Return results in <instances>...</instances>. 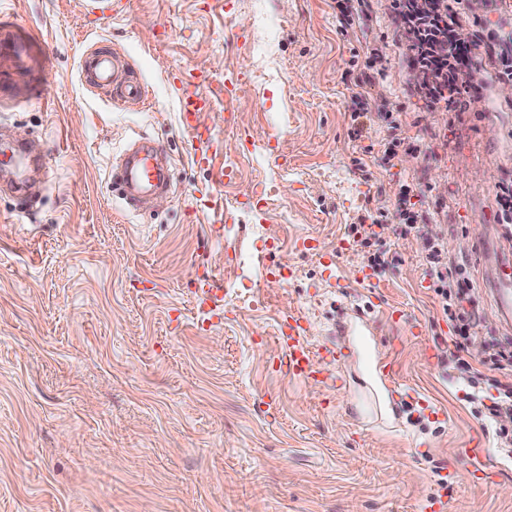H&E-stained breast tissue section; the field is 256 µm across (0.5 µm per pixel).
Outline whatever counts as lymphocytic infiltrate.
<instances>
[{
  "label": "lymphocytic infiltrate",
  "mask_w": 512,
  "mask_h": 512,
  "mask_svg": "<svg viewBox=\"0 0 512 512\" xmlns=\"http://www.w3.org/2000/svg\"><path fill=\"white\" fill-rule=\"evenodd\" d=\"M404 39L408 66L414 82L410 96L429 110L455 112L463 109L470 86L458 81L466 68L479 76L512 81V32L496 34L490 15L497 0H460L463 11L453 10L450 0H388ZM397 213L404 233L426 236L429 253L426 273L443 313L453 322L460 339L471 342L470 317L463 307L464 292L456 287L453 267L430 235L427 224L410 206L408 194H401Z\"/></svg>",
  "instance_id": "f902f5d3"
}]
</instances>
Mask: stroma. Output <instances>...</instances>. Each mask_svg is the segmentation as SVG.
Listing matches in <instances>:
<instances>
[{"mask_svg": "<svg viewBox=\"0 0 512 512\" xmlns=\"http://www.w3.org/2000/svg\"><path fill=\"white\" fill-rule=\"evenodd\" d=\"M374 8L346 37L336 0H112L106 22L83 0H0V512H512V459L472 400L512 384L482 346L512 341L485 290L501 274L512 89L473 88L459 119L420 108L388 0ZM373 37L387 63L369 98L423 144L392 167L386 128L351 135V50ZM92 48L141 99L82 81ZM187 91L210 105L200 163ZM141 140L170 182L135 208L112 171ZM404 185L473 283L474 342L456 343L423 239L399 232ZM380 208L370 248L355 246L352 224ZM206 270L219 321L195 302ZM291 312L335 354L307 380L277 341ZM371 355L393 368L398 411ZM496 212L499 224H504L505 236L511 238L512 223V181H504L496 186L495 192Z\"/></svg>", "mask_w": 512, "mask_h": 512, "instance_id": "obj_1", "label": "stroma"}]
</instances>
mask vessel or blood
Segmentation results:
<instances>
[{
    "label": "vessel or blood",
    "mask_w": 512,
    "mask_h": 512,
    "mask_svg": "<svg viewBox=\"0 0 512 512\" xmlns=\"http://www.w3.org/2000/svg\"><path fill=\"white\" fill-rule=\"evenodd\" d=\"M81 73L88 84L102 86L117 82L119 64L116 58L104 49H96L84 56ZM182 122L189 128H196L200 112L206 111L209 101L199 94H188L181 98ZM161 152L153 146H140L131 150L117 169V183L124 199L143 202L151 192L166 185L167 175L160 161ZM504 273L491 284L490 290L497 309L504 322L512 323V258L503 260ZM197 304L213 317H220L221 307L216 302V288L212 276H205L197 291ZM284 332L279 336L280 344L288 357L292 372L307 377L309 372L318 370L319 364L308 343L306 331L295 325L292 317L283 320Z\"/></svg>",
    "instance_id": "b4317fda"
}]
</instances>
